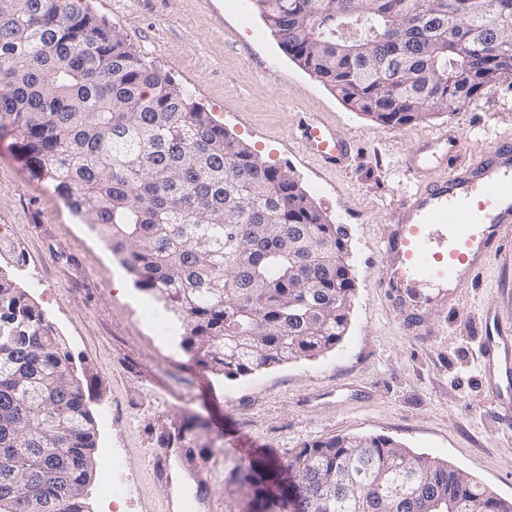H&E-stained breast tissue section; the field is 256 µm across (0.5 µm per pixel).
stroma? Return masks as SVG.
I'll use <instances>...</instances> for the list:
<instances>
[{
    "instance_id": "obj_1",
    "label": "stroma",
    "mask_w": 512,
    "mask_h": 512,
    "mask_svg": "<svg viewBox=\"0 0 512 512\" xmlns=\"http://www.w3.org/2000/svg\"><path fill=\"white\" fill-rule=\"evenodd\" d=\"M95 14L121 30L142 56L189 89L212 119L264 161L295 178L330 223L344 231L355 276L349 327L335 349L246 376L212 373L196 364L173 325L158 340L136 300L119 293L127 272L118 257L81 224L66 202L30 169L13 136L0 132V268L51 318L72 356L97 425L91 450L98 477L85 491L86 512H112L102 466L119 450L130 487L121 512H158L192 493L209 512H251L254 487L238 457H287L304 443L371 434L448 462L499 497L512 500V424L484 386L480 344L487 313L512 335V237L455 304L427 308L408 325L382 280L383 241L413 186L406 156L440 133L458 136L459 152L432 164L444 176L512 139V85L471 98L459 111L388 126L353 111L278 45L252 0H90ZM314 114L352 142L333 166L298 139L301 117ZM189 448L196 482L172 465H152L157 449Z\"/></svg>"
}]
</instances>
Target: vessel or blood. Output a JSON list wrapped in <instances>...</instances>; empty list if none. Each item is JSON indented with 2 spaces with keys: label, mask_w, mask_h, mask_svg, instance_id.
<instances>
[{
  "label": "vessel or blood",
  "mask_w": 512,
  "mask_h": 512,
  "mask_svg": "<svg viewBox=\"0 0 512 512\" xmlns=\"http://www.w3.org/2000/svg\"><path fill=\"white\" fill-rule=\"evenodd\" d=\"M299 139L306 151L332 163L351 152L335 126L317 119L300 122ZM458 146L455 137L442 133L425 140L404 164L418 182L403 200L384 245L385 284L396 303L417 310L430 302L433 288L458 299L489 259L491 244L512 236V140L500 141L450 176L419 180L433 159ZM484 326V376L506 413L512 411V382L503 375L512 371V341L501 336L496 317L486 316Z\"/></svg>",
  "instance_id": "obj_1"
}]
</instances>
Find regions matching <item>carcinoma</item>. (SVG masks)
Segmentation results:
<instances>
[{"label": "carcinoma", "instance_id": "carcinoma-1", "mask_svg": "<svg viewBox=\"0 0 512 512\" xmlns=\"http://www.w3.org/2000/svg\"><path fill=\"white\" fill-rule=\"evenodd\" d=\"M255 0L282 49L354 111L388 126L455 112L512 78L504 42L456 40V0ZM363 19L370 51L334 33ZM36 176L184 326L183 346L217 373L311 357L347 333L354 276L338 229L288 172L229 136L189 91L82 0H0V130ZM47 314L0 272V512H85L94 420ZM61 454L62 482L45 469ZM279 512H512L477 482L383 436L316 440L249 468Z\"/></svg>", "mask_w": 512, "mask_h": 512}]
</instances>
